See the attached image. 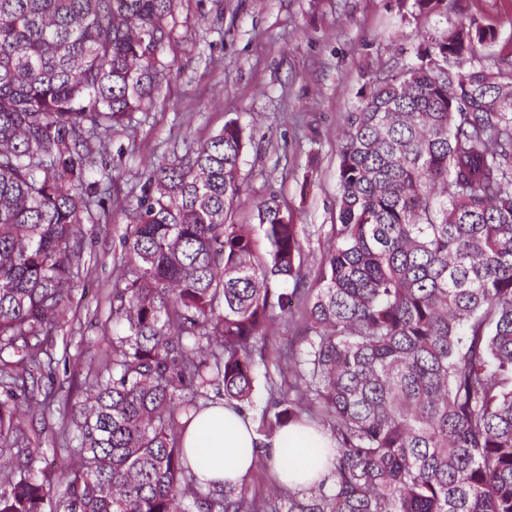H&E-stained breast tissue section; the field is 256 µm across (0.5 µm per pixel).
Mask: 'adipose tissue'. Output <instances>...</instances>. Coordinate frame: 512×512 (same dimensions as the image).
<instances>
[{
	"label": "adipose tissue",
	"mask_w": 512,
	"mask_h": 512,
	"mask_svg": "<svg viewBox=\"0 0 512 512\" xmlns=\"http://www.w3.org/2000/svg\"><path fill=\"white\" fill-rule=\"evenodd\" d=\"M264 443L274 464L285 455L300 456L307 448H327L331 439L325 432L296 424L282 427L270 442H262L251 420L228 406L203 410L182 436L190 461L198 465L200 482L240 484L253 470L256 443Z\"/></svg>",
	"instance_id": "ef3b65f1"
}]
</instances>
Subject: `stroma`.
Masks as SVG:
<instances>
[{"instance_id": "stroma-1", "label": "stroma", "mask_w": 512, "mask_h": 512, "mask_svg": "<svg viewBox=\"0 0 512 512\" xmlns=\"http://www.w3.org/2000/svg\"><path fill=\"white\" fill-rule=\"evenodd\" d=\"M401 0H178L177 38L167 47L161 92L135 113L127 132L113 134L106 158L115 179L112 221L85 225L89 262L55 338L75 386L81 338L97 339L109 315L106 296L126 231L123 206L138 178L173 151L197 145L236 119L249 137L246 190L239 224L256 221L261 198L277 195L295 223L310 232L303 248L315 269L324 233L336 221L338 139L347 112L370 83L396 70L413 52L415 29L441 31L476 19L512 44V0H448V11L419 18ZM62 412L23 419L45 465H52Z\"/></svg>"}]
</instances>
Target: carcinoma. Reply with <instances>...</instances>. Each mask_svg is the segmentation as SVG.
Here are the masks:
<instances>
[{"label":"carcinoma","mask_w":512,"mask_h":512,"mask_svg":"<svg viewBox=\"0 0 512 512\" xmlns=\"http://www.w3.org/2000/svg\"><path fill=\"white\" fill-rule=\"evenodd\" d=\"M177 0H0V512H512V49L471 19L347 116L336 223L315 274L276 196L232 215L230 120L142 174L124 210L102 342L72 400L54 335L107 224L111 136L160 94ZM419 16L448 0H413ZM304 336L271 370L277 321ZM232 404L273 437L318 423L328 473L264 498L203 485L181 434ZM60 409L76 445L42 465L22 428Z\"/></svg>","instance_id":"obj_1"}]
</instances>
